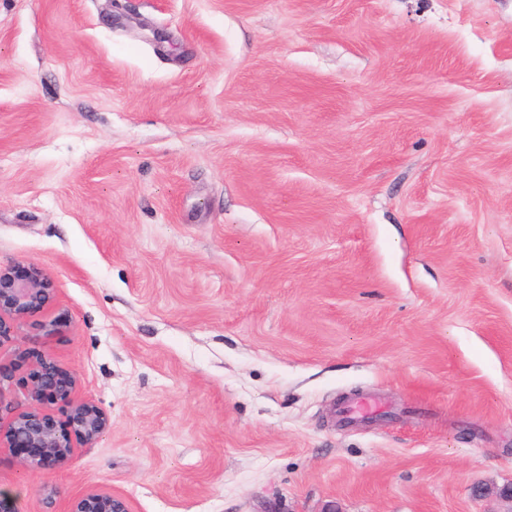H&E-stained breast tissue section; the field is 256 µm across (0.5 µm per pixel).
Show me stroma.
Wrapping results in <instances>:
<instances>
[{
	"label": "stroma",
	"mask_w": 512,
	"mask_h": 512,
	"mask_svg": "<svg viewBox=\"0 0 512 512\" xmlns=\"http://www.w3.org/2000/svg\"><path fill=\"white\" fill-rule=\"evenodd\" d=\"M0 264L112 422L20 512H502L512 0H0ZM58 304L57 289L40 268L32 266L28 275L18 278L11 267L0 265V340L14 336L15 327L29 319L47 316ZM127 500L106 489H90L69 502L66 512H129Z\"/></svg>",
	"instance_id": "1"
}]
</instances>
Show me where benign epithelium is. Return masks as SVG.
Returning a JSON list of instances; mask_svg holds the SVG:
<instances>
[{
    "label": "benign epithelium",
    "mask_w": 512,
    "mask_h": 512,
    "mask_svg": "<svg viewBox=\"0 0 512 512\" xmlns=\"http://www.w3.org/2000/svg\"><path fill=\"white\" fill-rule=\"evenodd\" d=\"M59 304L50 277L31 267L23 278L0 265V339L12 336L29 319L45 316ZM56 325L47 321L41 336L45 350L29 363V383L18 409L0 400V447L12 451L20 465L39 472L64 464L80 446L91 448L111 428L108 412L93 398L79 394L77 377L65 373L50 351ZM54 405L67 409L66 427L50 414ZM67 512H129L127 500L106 489H90L71 499Z\"/></svg>",
    "instance_id": "1"
}]
</instances>
